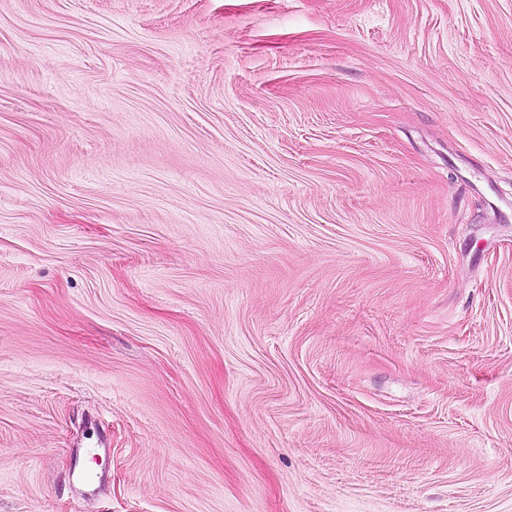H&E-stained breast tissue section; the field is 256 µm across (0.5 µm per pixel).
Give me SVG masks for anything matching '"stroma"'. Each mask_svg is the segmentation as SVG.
I'll return each instance as SVG.
<instances>
[{
    "label": "stroma",
    "instance_id": "35a3bbf8",
    "mask_svg": "<svg viewBox=\"0 0 512 512\" xmlns=\"http://www.w3.org/2000/svg\"><path fill=\"white\" fill-rule=\"evenodd\" d=\"M0 512H512V0H0Z\"/></svg>",
    "mask_w": 512,
    "mask_h": 512
}]
</instances>
